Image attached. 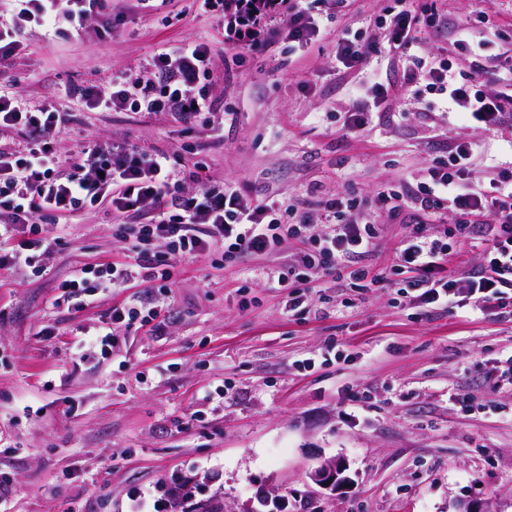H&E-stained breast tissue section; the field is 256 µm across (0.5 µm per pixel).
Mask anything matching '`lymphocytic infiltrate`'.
I'll return each instance as SVG.
<instances>
[{
    "instance_id": "1",
    "label": "lymphocytic infiltrate",
    "mask_w": 512,
    "mask_h": 512,
    "mask_svg": "<svg viewBox=\"0 0 512 512\" xmlns=\"http://www.w3.org/2000/svg\"><path fill=\"white\" fill-rule=\"evenodd\" d=\"M198 13L211 16L228 45L250 53L274 43V22L288 15V39L298 47L319 36L321 20L302 0H194ZM391 17L388 42L409 63L410 82L421 84L441 103L453 104L477 122L512 126V78L498 79L487 52V40L474 41L467 27L452 23L428 0H399ZM67 22L70 31L87 32L98 24L115 32L108 0H0V130L16 131L23 147L0 146V269L38 268L55 244L42 233L41 218L69 220L76 212L105 208L119 217L146 213L145 224L116 225L129 250L126 260L84 265L63 282L62 298L77 309L93 303L102 283L122 288L147 284L143 298L113 306L96 332H81L77 349L92 347L108 355L117 336L134 326L160 331L158 307L174 283L183 260L218 256L267 257L286 239L297 252L267 278L281 288L312 284L319 276L348 282L364 291L385 274L399 276L402 291L419 307L469 308L484 316L512 307V171L503 170L482 189L471 180L470 145L454 144L447 157L433 160L416 186L378 191L379 208L412 224L388 272L374 271L364 259L377 235L370 223L358 222L354 194H312L285 201L243 194L234 182L195 172L183 178L165 152H144L130 145L92 142L77 155H62L56 139L73 119L72 112L47 103L29 108L16 76L6 67L35 29H54ZM450 39L466 59L458 66L445 59H426L416 52L423 37ZM213 59L208 43L165 44L152 58L148 78L115 75L107 90L92 85L80 100L90 109L170 114L185 125L208 122L214 110L210 93ZM193 189H185V181ZM467 221L427 233L440 209ZM481 248L482 261L461 274L449 272L448 261L462 245ZM136 505L150 512H179L188 498L174 481L131 487Z\"/></svg>"
}]
</instances>
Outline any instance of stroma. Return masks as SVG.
I'll list each match as a JSON object with an SVG mask.
<instances>
[{"instance_id":"stroma-1","label":"stroma","mask_w":512,"mask_h":512,"mask_svg":"<svg viewBox=\"0 0 512 512\" xmlns=\"http://www.w3.org/2000/svg\"><path fill=\"white\" fill-rule=\"evenodd\" d=\"M190 0H172L168 23L112 0L125 24L113 37L33 33L12 62L30 105H73L77 92L110 75L145 76L161 44L204 38L214 56L210 125L185 132L167 114L78 110L57 147L74 155L86 137L174 153L177 167L203 163L252 196L298 199L310 189L369 199L384 185L416 183L449 145L466 142L488 166H512V132L456 112H427L387 48L395 0H355L312 44L290 48L287 19L263 54L238 55ZM474 35L512 49V0H436ZM375 41L361 66L337 67L343 30ZM378 76L388 94L364 131L344 115L368 102ZM367 261L388 267L408 231L406 216L378 215ZM111 212L82 214L43 270L0 271V475L17 486L0 512H130L129 488L178 476L193 496L185 512H264L287 498L318 512H455L463 502L512 512V315L424 311L396 282L351 296L344 282L311 289L308 310L284 309L268 260L216 268L184 260L160 314L161 332L120 337L104 359H82L77 329L95 330L113 305L145 286L104 288L75 311L55 306L75 266L122 259ZM53 335H45L46 326ZM313 367H303V360ZM224 395L205 400L207 390ZM331 459L336 489L309 476Z\"/></svg>"}]
</instances>
